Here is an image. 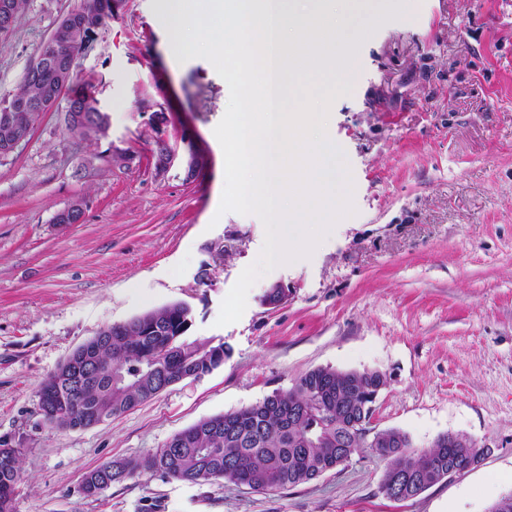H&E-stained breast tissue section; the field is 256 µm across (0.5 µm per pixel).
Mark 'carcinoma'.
I'll return each instance as SVG.
<instances>
[{"mask_svg": "<svg viewBox=\"0 0 512 512\" xmlns=\"http://www.w3.org/2000/svg\"><path fill=\"white\" fill-rule=\"evenodd\" d=\"M69 15L77 21L91 16L100 30L112 20V0H79ZM87 41H93L88 31L68 28L56 34V52L74 68V56ZM95 90L91 80L75 76L61 84L46 67L38 79L24 78L14 93L0 101V111L14 109L12 122L0 123V142L19 133L31 134L44 116L41 111L17 109L19 102L53 93L79 103ZM72 123L82 129L84 137L103 136L109 118L90 103L72 114ZM190 319L189 306L171 304L138 316L140 331L135 336L103 333L95 353L97 376L86 378L80 372L69 382H56L49 375L42 382L43 390L60 389L56 403L50 406L49 423L71 430L81 425L83 411L93 409L116 416L157 396L167 375L197 377L218 368L207 364L206 356L224 344L189 340ZM377 377L378 373L368 370L312 369L285 392L276 391L231 413L196 422L180 431L175 445L167 443L142 460L122 459L110 468L102 464L87 477L110 487L137 473H159L187 484L222 481L264 494L307 483L336 465L344 451L340 444H347L353 454L368 447L352 428L372 403ZM368 448L386 461L382 488L391 477L404 474L411 483L428 489L442 480L448 466L461 467L480 453L478 447L439 445L418 450L401 432L392 443L379 442ZM19 475V455L0 460V512H15L11 494Z\"/></svg>", "mask_w": 512, "mask_h": 512, "instance_id": "carcinoma-1", "label": "carcinoma"}]
</instances>
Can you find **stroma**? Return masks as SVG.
<instances>
[{
  "mask_svg": "<svg viewBox=\"0 0 512 512\" xmlns=\"http://www.w3.org/2000/svg\"><path fill=\"white\" fill-rule=\"evenodd\" d=\"M76 3L27 0L0 37V97ZM339 39L357 76L327 132L356 213L259 278L235 323L216 320L265 228L218 211L229 87L208 60L180 61L157 0H126L79 61L106 136L71 138L49 112L0 161V448L21 451L16 512H490L512 494V0H356ZM160 137L203 156L195 174L158 170ZM78 201L81 223H55ZM276 284L285 300L264 304ZM173 303L191 309L189 338L223 342L220 367L90 428L43 419L40 385L78 345ZM318 367L387 376L376 430L490 450L402 502L381 493L386 463L368 452L272 494L143 473L84 495L100 464L144 458Z\"/></svg>",
  "mask_w": 512,
  "mask_h": 512,
  "instance_id": "1",
  "label": "stroma"
}]
</instances>
